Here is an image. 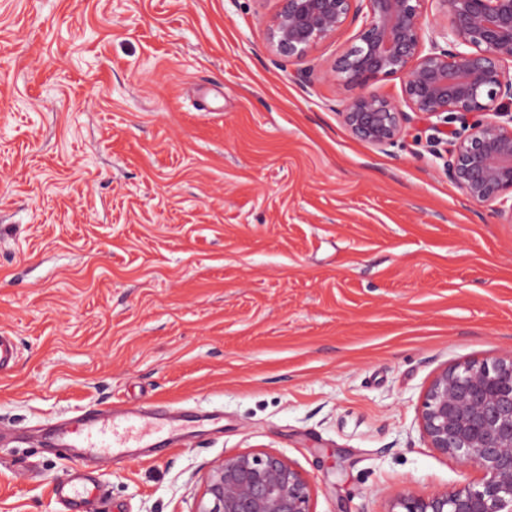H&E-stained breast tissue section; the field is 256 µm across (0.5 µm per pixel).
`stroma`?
<instances>
[{
	"mask_svg": "<svg viewBox=\"0 0 512 512\" xmlns=\"http://www.w3.org/2000/svg\"><path fill=\"white\" fill-rule=\"evenodd\" d=\"M278 0H0V512H197L224 457L273 452L313 512L481 473L428 448L443 367L512 355V223L449 181L416 120L353 139L272 56ZM118 406L208 419L178 446L95 466L41 433Z\"/></svg>",
	"mask_w": 512,
	"mask_h": 512,
	"instance_id": "stroma-1",
	"label": "stroma"
}]
</instances>
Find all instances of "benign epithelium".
I'll list each match as a JSON object with an SVG mask.
<instances>
[{
  "instance_id": "7a95c632",
  "label": "benign epithelium",
  "mask_w": 512,
  "mask_h": 512,
  "mask_svg": "<svg viewBox=\"0 0 512 512\" xmlns=\"http://www.w3.org/2000/svg\"><path fill=\"white\" fill-rule=\"evenodd\" d=\"M279 0L270 51L300 61L364 15L328 69L352 93L339 113L357 140L383 150L414 112L448 137V179L474 204L512 222V0ZM397 76L398 99L371 86ZM460 127H455V124ZM428 447L482 482L399 495L389 512H512V356L442 369L418 417ZM199 512H312L304 474L277 453L228 456L210 475Z\"/></svg>"
}]
</instances>
